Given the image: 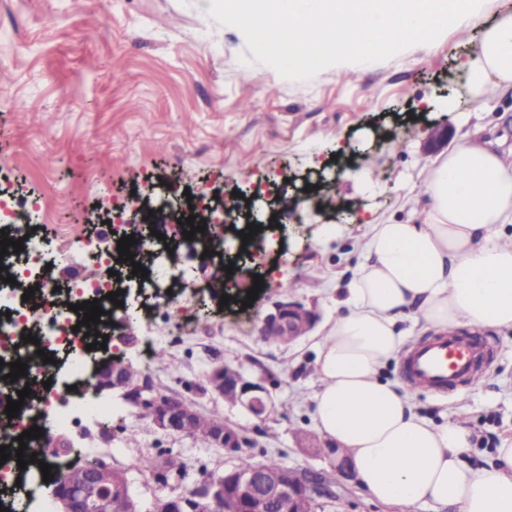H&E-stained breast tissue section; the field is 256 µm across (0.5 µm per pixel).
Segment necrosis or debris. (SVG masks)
Segmentation results:
<instances>
[{"instance_id": "4bbe7bcc", "label": "necrosis or debris", "mask_w": 512, "mask_h": 512, "mask_svg": "<svg viewBox=\"0 0 512 512\" xmlns=\"http://www.w3.org/2000/svg\"><path fill=\"white\" fill-rule=\"evenodd\" d=\"M49 214V205L41 197L0 193V230L8 238L23 242L22 251L10 250L0 258V266L16 279L12 285L0 281V392L14 400L19 398L20 390L31 391L23 398L17 417L7 418L0 404V423H7L11 431L0 444L14 451L25 448L38 457L37 463L23 468L13 457L1 464L0 492L13 489L29 512H49L53 501V489L43 480L41 464L57 470L76 457L90 462L112 452V407L96 392L93 361L86 349L88 339L75 328L84 314L73 311V304L95 299L109 313L114 305L107 295L117 291L135 318L148 320L152 311L140 305L139 299L150 288L164 308L180 312L179 335L192 336L213 297L208 283H197L194 304L185 307L177 286L188 270L180 266L178 254L155 250L152 240L136 239L130 247L133 262L122 263L118 251L102 250L96 237L80 233L75 240H66L63 225H53L49 238L33 231L30 216ZM54 239L60 241L59 249H51ZM146 260L155 267L153 276L144 279L133 275L134 263ZM103 266L114 269V276H87V269ZM61 271L69 275L62 289L56 286ZM28 289L33 290V297H25ZM27 334L36 336V343L24 342ZM46 354L51 357L47 363L42 360ZM18 360L26 363V375L7 381L10 363ZM34 426L41 428L42 437L19 445L18 436ZM61 434L73 441L64 456L56 454L51 446Z\"/></svg>"}]
</instances>
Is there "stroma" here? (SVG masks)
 Returning <instances> with one entry per match:
<instances>
[{"label": "stroma", "mask_w": 512, "mask_h": 512, "mask_svg": "<svg viewBox=\"0 0 512 512\" xmlns=\"http://www.w3.org/2000/svg\"><path fill=\"white\" fill-rule=\"evenodd\" d=\"M512 8V0H483L479 25L443 32L372 67L325 69L291 81L256 62L241 34L200 18L198 0H0V189L45 196L59 224L103 223L114 203L137 208L140 196L191 174L189 193L211 196L248 190L244 174L286 182L275 204L288 238L250 260L265 286L248 310L214 311L209 330L166 343L168 315L135 333L155 337L168 364L153 363L163 394L219 411L244 428L240 454L261 462L323 473L332 496L324 512H394L377 502L356 475L335 476L327 459L301 448L315 434L311 394L319 385L317 343L336 318V302L363 262V218L403 217L404 197L425 165L442 151L429 143L446 125L458 138L486 126L512 151V96L474 100L461 66L476 50L481 23ZM455 101L457 111L447 109ZM402 147L391 151V140ZM346 146L337 154L336 143ZM371 167L368 188L350 178ZM323 175L320 207L296 191ZM333 225L336 233L326 236ZM295 301L317 315L313 329L282 344L259 334L275 303ZM476 335L484 353L479 376L464 387L436 392L407 386L402 360L380 370L386 382L408 387L416 412L437 424L458 422L471 432L466 459L483 467L495 455L490 439H512V330ZM264 378L276 406L257 419L206 392L216 367ZM112 424L122 430L113 467L126 473L141 508L183 483L230 467L235 457L186 434L168 435L138 417L118 392L104 394ZM168 453L185 477L158 482L136 467L142 455Z\"/></svg>", "instance_id": "35a3bbf8"}]
</instances>
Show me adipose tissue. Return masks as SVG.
Returning a JSON list of instances; mask_svg holds the SVG:
<instances>
[{
	"mask_svg": "<svg viewBox=\"0 0 512 512\" xmlns=\"http://www.w3.org/2000/svg\"><path fill=\"white\" fill-rule=\"evenodd\" d=\"M462 76L476 100L512 90V10L484 25ZM403 207L405 219L368 221L365 261L318 345L316 428L347 451L381 504L512 512V444L471 467L466 427L419 416L406 392L378 376L404 343L405 310L444 330L512 328V246L502 239L512 224V160L475 129L426 166Z\"/></svg>",
	"mask_w": 512,
	"mask_h": 512,
	"instance_id": "ef3b65f1",
	"label": "adipose tissue"
}]
</instances>
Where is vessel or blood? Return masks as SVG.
Instances as JSON below:
<instances>
[{
  "label": "vessel or blood",
  "mask_w": 512,
  "mask_h": 512,
  "mask_svg": "<svg viewBox=\"0 0 512 512\" xmlns=\"http://www.w3.org/2000/svg\"><path fill=\"white\" fill-rule=\"evenodd\" d=\"M477 348L457 333L420 341L407 350L404 371L408 381L435 391L469 383L474 376Z\"/></svg>",
  "instance_id": "1"
}]
</instances>
